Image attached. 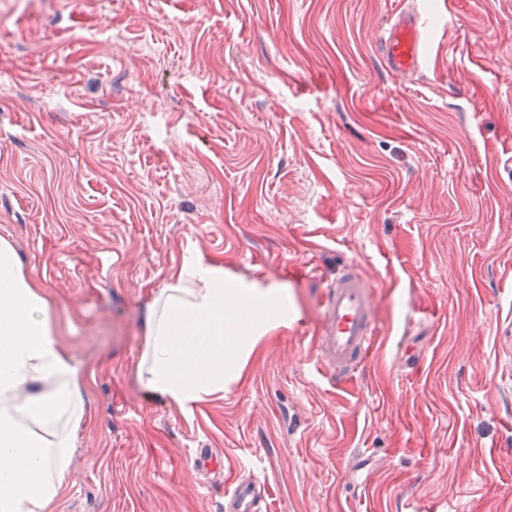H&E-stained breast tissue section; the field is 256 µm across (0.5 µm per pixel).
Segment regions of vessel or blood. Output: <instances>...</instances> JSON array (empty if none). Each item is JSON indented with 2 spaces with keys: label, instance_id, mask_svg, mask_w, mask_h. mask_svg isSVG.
I'll use <instances>...</instances> for the list:
<instances>
[{
  "label": "vessel or blood",
  "instance_id": "obj_1",
  "mask_svg": "<svg viewBox=\"0 0 512 512\" xmlns=\"http://www.w3.org/2000/svg\"><path fill=\"white\" fill-rule=\"evenodd\" d=\"M419 12L402 10L390 20L381 41V54L388 71L405 79L419 73L425 61ZM372 285L349 265L331 280L323 297L319 336V362L333 380L344 381L371 358L378 326L372 306ZM265 482L237 477L226 492V512H255L266 501Z\"/></svg>",
  "mask_w": 512,
  "mask_h": 512
}]
</instances>
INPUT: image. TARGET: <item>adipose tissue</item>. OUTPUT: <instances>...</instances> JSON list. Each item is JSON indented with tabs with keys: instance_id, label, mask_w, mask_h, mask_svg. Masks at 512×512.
<instances>
[{
	"instance_id": "obj_1",
	"label": "adipose tissue",
	"mask_w": 512,
	"mask_h": 512,
	"mask_svg": "<svg viewBox=\"0 0 512 512\" xmlns=\"http://www.w3.org/2000/svg\"><path fill=\"white\" fill-rule=\"evenodd\" d=\"M55 316L1 240L0 512H54L89 416L84 374L59 342ZM287 322L284 290L225 280L222 268L190 258L148 307L137 380L191 413Z\"/></svg>"
}]
</instances>
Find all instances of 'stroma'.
Here are the masks:
<instances>
[{"instance_id":"35a3bbf8","label":"stroma","mask_w":512,"mask_h":512,"mask_svg":"<svg viewBox=\"0 0 512 512\" xmlns=\"http://www.w3.org/2000/svg\"><path fill=\"white\" fill-rule=\"evenodd\" d=\"M412 6L450 25L402 80L379 44ZM0 239L86 376L55 512H225L200 448L265 512H512V0H0ZM192 254L292 311L185 414L136 364ZM348 264L379 335L334 385ZM372 288L353 265H347L325 288L319 362L333 380L351 378L374 352L378 326Z\"/></svg>"}]
</instances>
